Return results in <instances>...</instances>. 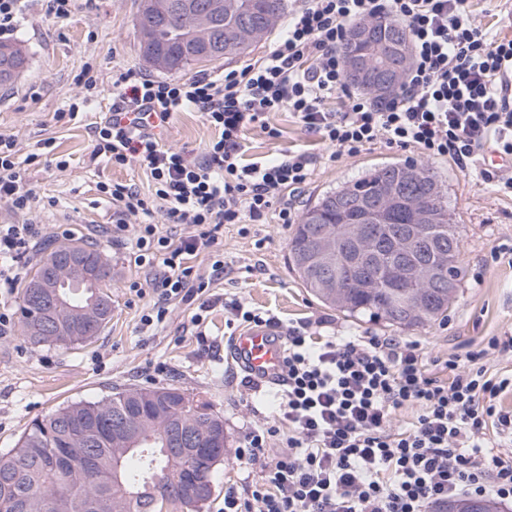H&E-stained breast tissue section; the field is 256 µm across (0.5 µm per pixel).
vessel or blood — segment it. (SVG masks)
<instances>
[{"label":"vessel or blood","instance_id":"obj_1","mask_svg":"<svg viewBox=\"0 0 512 512\" xmlns=\"http://www.w3.org/2000/svg\"><path fill=\"white\" fill-rule=\"evenodd\" d=\"M232 351L256 381H278L285 350L272 327L252 326L241 331L233 339Z\"/></svg>","mask_w":512,"mask_h":512}]
</instances>
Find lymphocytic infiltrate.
I'll return each mask as SVG.
<instances>
[{
  "instance_id": "lymphocytic-infiltrate-1",
  "label": "lymphocytic infiltrate",
  "mask_w": 512,
  "mask_h": 512,
  "mask_svg": "<svg viewBox=\"0 0 512 512\" xmlns=\"http://www.w3.org/2000/svg\"><path fill=\"white\" fill-rule=\"evenodd\" d=\"M386 14L404 21L412 62L400 92L374 100L349 90L338 52L349 23ZM112 115L93 126V154L116 167L143 164L150 194L112 182L99 190L116 211L105 229L128 249L160 292L143 313L144 327L164 321L166 304L190 300L224 273L214 253L218 230L251 221L293 223L289 192L307 185L313 157L288 154L244 163L242 133L268 113L292 112L305 130L337 154L353 156L379 142L413 147L466 171L480 170L498 192L512 195V174L481 166L486 150L512 159V39L490 38L464 0H298L288 27L263 57L223 77L166 80L148 73H112ZM344 95V110L328 108ZM203 112L218 135L202 156L164 147L158 131L172 113ZM50 141L26 158L0 135V203L18 213L42 202L23 183ZM165 211L191 234L172 239L154 222ZM42 241L37 224H0V335L14 327L8 297L25 279L26 257ZM212 251L210 275L191 260ZM281 368L284 391L276 424L253 429L237 451L242 465L262 464L251 486L224 491V512H431L464 495L512 501V410L502 398L512 375H488V356L512 352V336L491 338L466 361L432 373L418 344L385 336H331L314 341L307 326H289ZM417 418L393 427L396 410ZM284 450L263 457L271 438Z\"/></svg>"
}]
</instances>
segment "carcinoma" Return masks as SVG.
<instances>
[{
  "instance_id": "obj_1",
  "label": "carcinoma",
  "mask_w": 512,
  "mask_h": 512,
  "mask_svg": "<svg viewBox=\"0 0 512 512\" xmlns=\"http://www.w3.org/2000/svg\"><path fill=\"white\" fill-rule=\"evenodd\" d=\"M288 9V0H140L138 16L149 19L146 28L137 26L141 56L145 62L162 59L166 72H182L202 62L232 58L245 54L251 45L271 32ZM262 26L261 34L249 42H236L234 31L239 26ZM373 27L387 35L393 52L390 60L399 63L404 55L399 48L410 50L407 27L386 15L373 19ZM29 64V54L21 43L0 42V85H11ZM417 169L416 179L407 181L403 173ZM394 185L397 202L377 227L382 244L380 253L369 270L347 263L343 265L344 287L324 286L325 271L310 261L308 250L314 227L328 224L348 249L343 236V218L336 209V199L347 194L356 198L373 197L381 187ZM415 198L429 200L436 222L430 225L431 247L421 259L435 260L448 255L447 273L454 282L453 291L446 288H401L391 276V269L404 259L392 250V244L403 226L411 222L410 202ZM55 250H47L35 265L33 274L20 294L21 331L34 345L70 346L81 344L80 336H45L35 340L27 335L29 327L41 319V310L30 302V290ZM288 266L302 286L327 308L351 318H369L401 330L423 328L448 316V308L458 296L463 273L460 225L449 218L448 194L434 172L415 163L386 164L363 173L360 177L329 191L310 203L288 241ZM112 270L104 271L96 283L86 288H70L66 298L70 306L82 305L87 293L100 292L112 298ZM104 408L102 434L93 437V460H87V449L70 448L64 442L60 424L76 420ZM224 420L213 404L198 395H190L177 387L115 388L101 401H76L32 422L16 446L0 455V499H15L21 512H78L70 503L91 495L95 507L83 512H179L174 502L163 507L171 497L174 481L194 474L196 463L176 461L164 452L166 423L172 419L192 420L200 411ZM138 414V437L142 443L121 444L112 436V418L120 413ZM70 448V461L61 470L46 468L38 449ZM493 512V505L459 497L438 508L448 512Z\"/></svg>"
}]
</instances>
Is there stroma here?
<instances>
[{
  "instance_id": "stroma-1",
  "label": "stroma",
  "mask_w": 512,
  "mask_h": 512,
  "mask_svg": "<svg viewBox=\"0 0 512 512\" xmlns=\"http://www.w3.org/2000/svg\"><path fill=\"white\" fill-rule=\"evenodd\" d=\"M139 3L74 0L64 19L35 6L13 35L28 49L30 60L13 85L0 87V134L16 137L22 158L40 140H51L53 146L40 164L22 168L26 184L45 200V208L23 215L0 204V224H64L71 238L102 246L112 261V320L98 336L71 348L34 346L18 331L0 337V454L14 448L35 418L62 404L99 401L116 387L175 385L207 396L224 417L227 452L204 510L224 512L225 489L249 486L261 474L260 466H241L236 452L253 427L271 421L280 393L276 387L259 390L233 358L231 339L241 327L233 322L231 302L284 323H313L319 336L397 334L417 341L430 360L465 354L491 337L512 336V267L493 264L490 258L499 244L512 241V198L497 193L480 174L443 159H427L415 148L378 143L354 156H335L333 147L303 130L290 112L269 113L267 122L278 130V137L248 127L245 158L262 162L289 152L315 156L311 180L296 200L297 212H304L319 194L378 164L413 161L428 164L437 173L462 235L464 277L447 319L399 332L320 305L288 268L291 227L271 222L224 225L218 233L223 278L193 300L170 301L165 321L142 330L140 317L157 295L150 284L143 296L129 292L128 281L141 277V270L130 262L127 251L98 235V226L111 223L113 213L99 186L126 182L146 194L151 178L143 165L119 168L94 156L89 134L90 127L112 110L113 67L149 69L135 28ZM464 6L477 22L512 39V0H465ZM87 64L100 74L98 87L90 94L73 82ZM84 96L89 102L75 120L56 122L55 112ZM213 135L201 113L187 110L172 115L161 137L166 146L197 156ZM205 301L211 304L203 313L205 321L194 326L192 318Z\"/></svg>"
}]
</instances>
